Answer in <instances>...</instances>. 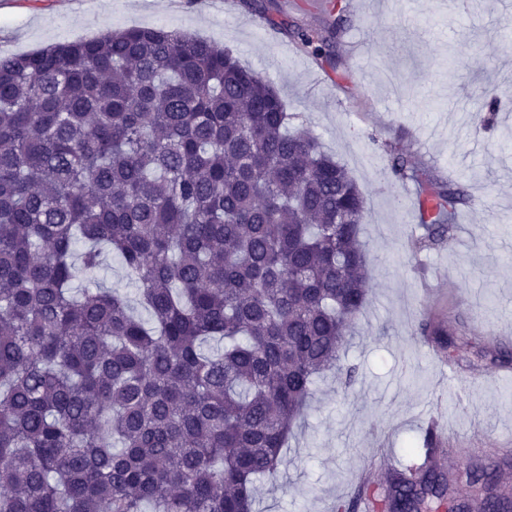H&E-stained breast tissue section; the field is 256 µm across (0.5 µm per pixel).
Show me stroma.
Listing matches in <instances>:
<instances>
[{
	"label": "stroma",
	"mask_w": 512,
	"mask_h": 512,
	"mask_svg": "<svg viewBox=\"0 0 512 512\" xmlns=\"http://www.w3.org/2000/svg\"><path fill=\"white\" fill-rule=\"evenodd\" d=\"M336 68L299 36L334 22L325 0H0V59L85 40L108 29L165 27L231 49L269 80L291 123H306L365 196L362 239L375 270L367 305L342 358L351 385L321 378L288 443L278 485L258 492L259 512H334L356 500L363 475L386 483L379 456L407 462L430 423L450 435L452 456L512 452V365L481 357L493 326L512 343V0H342ZM288 18L291 29L274 28ZM501 101L494 123L470 121L476 91ZM395 143L469 195L444 245L417 250L412 184L383 179ZM443 316L466 343L445 381L414 334Z\"/></svg>",
	"instance_id": "35a3bbf8"
}]
</instances>
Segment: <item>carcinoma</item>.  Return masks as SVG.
<instances>
[{
	"label": "carcinoma",
	"instance_id": "cac0c4a2",
	"mask_svg": "<svg viewBox=\"0 0 512 512\" xmlns=\"http://www.w3.org/2000/svg\"><path fill=\"white\" fill-rule=\"evenodd\" d=\"M332 38L300 36L327 62ZM384 150L418 188L415 247L446 242L462 186ZM364 213L224 46L139 27L0 60V512H256L365 308ZM110 255L136 300L94 278ZM415 335L463 340L443 321ZM465 476L479 512L512 506L497 462ZM455 481L424 462L361 493L428 512Z\"/></svg>",
	"mask_w": 512,
	"mask_h": 512
}]
</instances>
